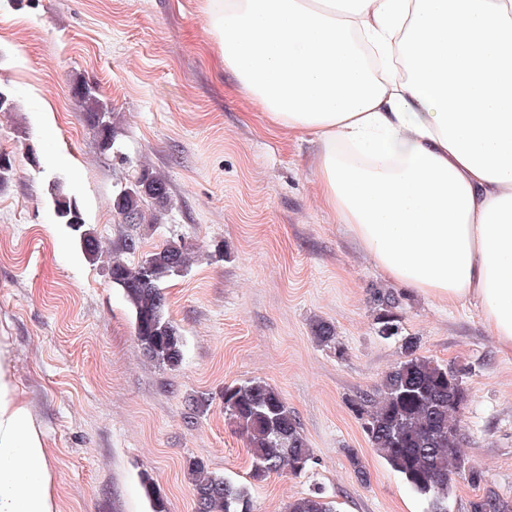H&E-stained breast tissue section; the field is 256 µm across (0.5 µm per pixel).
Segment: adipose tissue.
Wrapping results in <instances>:
<instances>
[{"mask_svg": "<svg viewBox=\"0 0 512 512\" xmlns=\"http://www.w3.org/2000/svg\"><path fill=\"white\" fill-rule=\"evenodd\" d=\"M269 126L319 145L318 194L389 279L512 351V0H202ZM0 343V512H54Z\"/></svg>", "mask_w": 512, "mask_h": 512, "instance_id": "ef3b65f1", "label": "adipose tissue"}]
</instances>
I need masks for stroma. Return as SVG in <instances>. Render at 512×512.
Here are the masks:
<instances>
[{
    "mask_svg": "<svg viewBox=\"0 0 512 512\" xmlns=\"http://www.w3.org/2000/svg\"><path fill=\"white\" fill-rule=\"evenodd\" d=\"M93 85L116 115L122 158L105 154L72 96ZM0 341L42 434L55 512H150L149 473L169 512H194L190 461L247 487L253 512H285L322 488L336 512H425L369 442L354 404L401 358L376 333L375 296L393 294L418 352L466 368L463 450L512 496V354L476 311L441 307L389 280L318 196L311 137L268 127L224 71L198 0H0ZM171 201L134 229L112 207L140 162ZM65 179L105 250L135 233L128 263L173 238L200 254L163 285L184 338L170 369L144 358L106 259L90 260L55 221ZM331 323L335 345L316 343ZM281 393L314 451L304 474L250 476L245 435L224 417L225 386ZM212 403L194 421L185 401ZM368 474L359 480L349 453Z\"/></svg>",
    "mask_w": 512,
    "mask_h": 512,
    "instance_id": "35a3bbf8",
    "label": "stroma"
}]
</instances>
